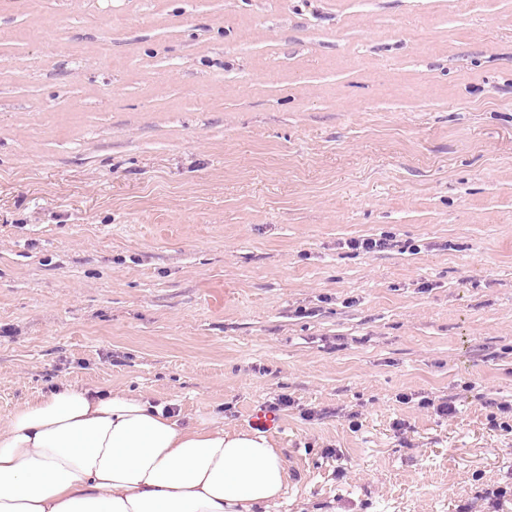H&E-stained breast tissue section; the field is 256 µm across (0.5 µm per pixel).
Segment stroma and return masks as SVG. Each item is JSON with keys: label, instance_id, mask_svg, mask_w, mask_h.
I'll return each mask as SVG.
<instances>
[{"label": "stroma", "instance_id": "35a3bbf8", "mask_svg": "<svg viewBox=\"0 0 512 512\" xmlns=\"http://www.w3.org/2000/svg\"><path fill=\"white\" fill-rule=\"evenodd\" d=\"M64 383L512 512V0H0V425Z\"/></svg>", "mask_w": 512, "mask_h": 512}]
</instances>
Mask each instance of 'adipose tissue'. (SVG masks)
I'll return each mask as SVG.
<instances>
[{
	"mask_svg": "<svg viewBox=\"0 0 512 512\" xmlns=\"http://www.w3.org/2000/svg\"><path fill=\"white\" fill-rule=\"evenodd\" d=\"M290 474L268 433L64 384L0 425V512H268Z\"/></svg>",
	"mask_w": 512,
	"mask_h": 512,
	"instance_id": "1",
	"label": "adipose tissue"
}]
</instances>
